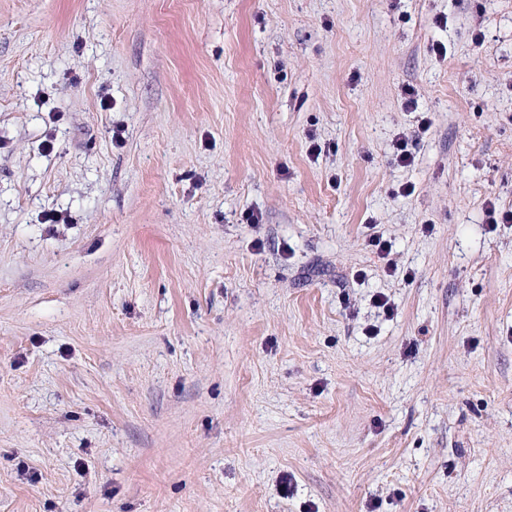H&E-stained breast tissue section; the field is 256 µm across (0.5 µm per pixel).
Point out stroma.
Segmentation results:
<instances>
[{
  "label": "stroma",
  "mask_w": 512,
  "mask_h": 512,
  "mask_svg": "<svg viewBox=\"0 0 512 512\" xmlns=\"http://www.w3.org/2000/svg\"><path fill=\"white\" fill-rule=\"evenodd\" d=\"M491 204L512 0H0V512H512Z\"/></svg>",
  "instance_id": "obj_1"
}]
</instances>
